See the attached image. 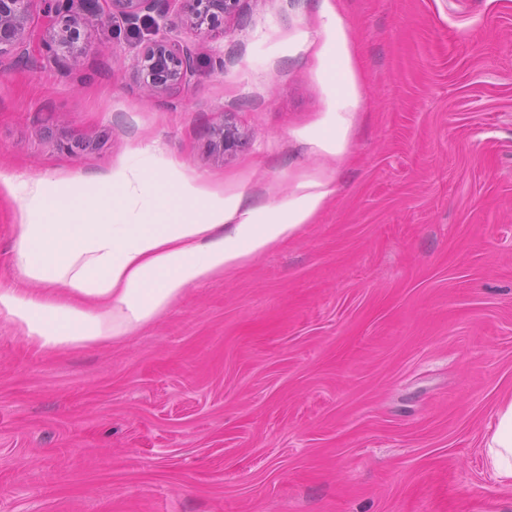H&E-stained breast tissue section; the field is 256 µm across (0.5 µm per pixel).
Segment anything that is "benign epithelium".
<instances>
[{"label":"benign epithelium","mask_w":512,"mask_h":512,"mask_svg":"<svg viewBox=\"0 0 512 512\" xmlns=\"http://www.w3.org/2000/svg\"><path fill=\"white\" fill-rule=\"evenodd\" d=\"M112 16L135 19L143 12L165 15L170 3L179 5L181 21L201 35L240 15L241 0H104ZM31 0H0V51L23 44L29 28ZM51 44L63 56L76 59L84 49L81 44L82 22L73 11V0H52ZM197 64L192 44L160 37L147 43L140 54L137 78L150 97L171 93L186 84Z\"/></svg>","instance_id":"benign-epithelium-1"}]
</instances>
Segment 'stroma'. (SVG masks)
I'll return each instance as SVG.
<instances>
[{"label": "stroma", "instance_id": "stroma-1", "mask_svg": "<svg viewBox=\"0 0 512 512\" xmlns=\"http://www.w3.org/2000/svg\"><path fill=\"white\" fill-rule=\"evenodd\" d=\"M74 4L78 60L40 28L0 53V286L20 182L149 156L255 207L332 192L124 340L46 353L0 322V512H512L482 448L512 398V0H241L205 36ZM160 36L198 64L151 99Z\"/></svg>", "mask_w": 512, "mask_h": 512}]
</instances>
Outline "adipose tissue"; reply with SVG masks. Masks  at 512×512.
Here are the masks:
<instances>
[{"mask_svg":"<svg viewBox=\"0 0 512 512\" xmlns=\"http://www.w3.org/2000/svg\"><path fill=\"white\" fill-rule=\"evenodd\" d=\"M330 192L310 183L281 204L251 207L237 196L195 208L196 188L146 157L63 192L32 183L37 208L16 240L26 285L0 287V322L44 351L122 340L185 288L292 237ZM484 448L496 479L512 484V400L498 407Z\"/></svg>","mask_w":512,"mask_h":512,"instance_id":"1","label":"adipose tissue"}]
</instances>
